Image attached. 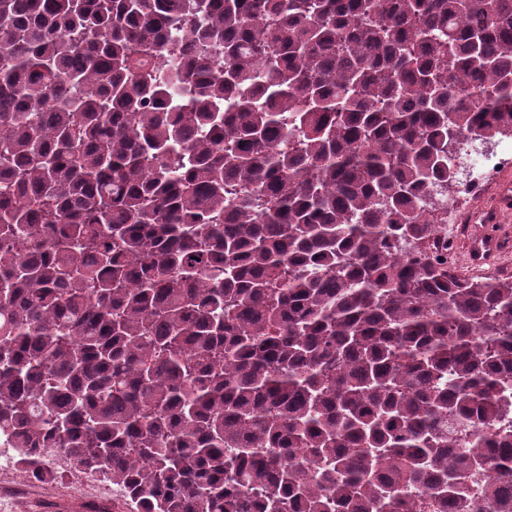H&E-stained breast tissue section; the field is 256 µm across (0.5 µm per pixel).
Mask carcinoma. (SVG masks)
<instances>
[{"label":"carcinoma","mask_w":512,"mask_h":512,"mask_svg":"<svg viewBox=\"0 0 512 512\" xmlns=\"http://www.w3.org/2000/svg\"><path fill=\"white\" fill-rule=\"evenodd\" d=\"M511 132L512 0H0L15 465L136 512H512V278L423 249L456 141Z\"/></svg>","instance_id":"cac0c4a2"}]
</instances>
